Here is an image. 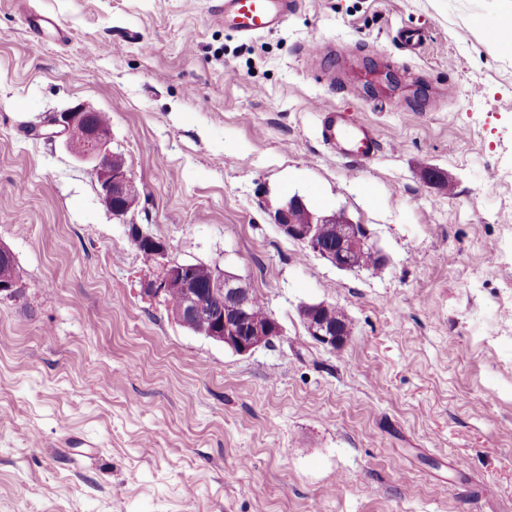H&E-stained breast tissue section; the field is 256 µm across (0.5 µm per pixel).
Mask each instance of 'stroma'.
Segmentation results:
<instances>
[{
	"label": "stroma",
	"instance_id": "obj_1",
	"mask_svg": "<svg viewBox=\"0 0 512 512\" xmlns=\"http://www.w3.org/2000/svg\"><path fill=\"white\" fill-rule=\"evenodd\" d=\"M511 4L295 0L245 40L221 0H0V512H512V55L484 35ZM78 103L139 188L128 223L29 133ZM322 105L380 158L326 148ZM295 195L381 269L283 235ZM132 222L244 279L281 336L239 355L173 321ZM319 302L351 323L336 348L301 319Z\"/></svg>",
	"mask_w": 512,
	"mask_h": 512
}]
</instances>
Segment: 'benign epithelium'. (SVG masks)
<instances>
[{
	"label": "benign epithelium",
	"mask_w": 512,
	"mask_h": 512,
	"mask_svg": "<svg viewBox=\"0 0 512 512\" xmlns=\"http://www.w3.org/2000/svg\"><path fill=\"white\" fill-rule=\"evenodd\" d=\"M47 125L54 128V131L46 133L47 137L64 138L67 148L73 151V155L91 165L102 204L115 216L126 217L128 211L119 207L118 202L138 193V188L126 166L117 167L112 164L114 152L110 149V127L97 123L93 111L81 103L51 116ZM303 207L305 203L301 197H291L276 211L275 223L284 235L301 242L314 254L335 265L338 264L336 252L326 250L320 240L321 225L328 222L340 224L342 247L353 251L373 249L368 236L359 234L357 225L345 219L312 214L309 223H295L292 211ZM136 244L153 249L154 263L157 267L153 275L141 282V293L147 298L159 299L169 293L179 292L184 297L183 304L179 310L169 312L170 317L185 327L199 320L200 315L204 314V304L199 301L200 291L192 282V264L169 258L167 245L142 230L136 237ZM211 292L224 300V309L209 318L212 328L208 336L212 340L224 344L237 354L244 355L260 347L262 340L271 342L281 335V326L274 316H269L263 323L253 322L248 318L247 307L251 289L247 288L241 278L220 268L212 281ZM305 327L308 335L318 343L331 348L336 347L334 328L312 319L305 321Z\"/></svg>",
	"instance_id": "7a95c632"
}]
</instances>
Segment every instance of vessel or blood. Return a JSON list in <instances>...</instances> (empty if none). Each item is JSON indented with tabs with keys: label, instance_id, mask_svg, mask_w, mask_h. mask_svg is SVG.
<instances>
[{
	"label": "vessel or blood",
	"instance_id": "obj_1",
	"mask_svg": "<svg viewBox=\"0 0 512 512\" xmlns=\"http://www.w3.org/2000/svg\"><path fill=\"white\" fill-rule=\"evenodd\" d=\"M293 8V0H224V25L239 37L250 39L279 28ZM320 140L337 149L341 157L371 162L382 146L372 126L354 117L320 107Z\"/></svg>",
	"mask_w": 512,
	"mask_h": 512
}]
</instances>
